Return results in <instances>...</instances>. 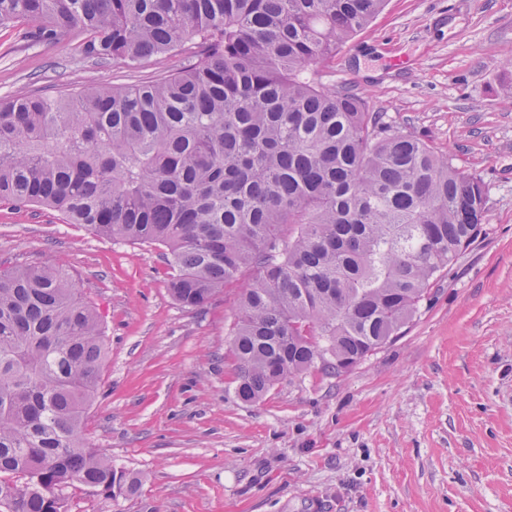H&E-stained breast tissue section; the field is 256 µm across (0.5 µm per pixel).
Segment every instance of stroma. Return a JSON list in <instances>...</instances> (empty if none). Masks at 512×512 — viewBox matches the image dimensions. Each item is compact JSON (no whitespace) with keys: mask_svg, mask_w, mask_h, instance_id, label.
Returning a JSON list of instances; mask_svg holds the SVG:
<instances>
[{"mask_svg":"<svg viewBox=\"0 0 512 512\" xmlns=\"http://www.w3.org/2000/svg\"><path fill=\"white\" fill-rule=\"evenodd\" d=\"M34 25L0 28V97L126 85L175 69L97 64ZM512 0H387L321 83L428 139L488 187L484 235L400 336L352 369L234 393L237 290L188 309L162 248L0 205V269L62 265L100 311L108 353L90 443L138 479L72 512H512Z\"/></svg>","mask_w":512,"mask_h":512,"instance_id":"1","label":"stroma"}]
</instances>
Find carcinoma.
<instances>
[{
  "label": "carcinoma",
  "instance_id": "obj_1",
  "mask_svg": "<svg viewBox=\"0 0 512 512\" xmlns=\"http://www.w3.org/2000/svg\"><path fill=\"white\" fill-rule=\"evenodd\" d=\"M386 0H0V27L85 38L97 64L180 66L131 86L0 99V204L159 245L196 309L244 272L236 394L346 371L398 336L482 234L487 187L357 94L316 79ZM106 344L59 266L0 271V508L68 512L137 479L90 447Z\"/></svg>",
  "mask_w": 512,
  "mask_h": 512
}]
</instances>
